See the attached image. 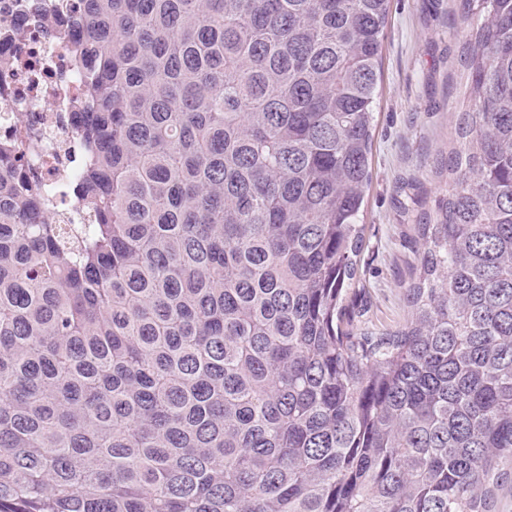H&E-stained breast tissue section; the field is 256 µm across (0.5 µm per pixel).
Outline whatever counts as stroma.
<instances>
[{"instance_id": "35a3bbf8", "label": "stroma", "mask_w": 512, "mask_h": 512, "mask_svg": "<svg viewBox=\"0 0 512 512\" xmlns=\"http://www.w3.org/2000/svg\"><path fill=\"white\" fill-rule=\"evenodd\" d=\"M459 4L390 0L364 245L348 300L357 328L380 331L412 315L406 289L416 274L417 226L447 188L440 162L467 107Z\"/></svg>"}]
</instances>
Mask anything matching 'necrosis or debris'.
Here are the masks:
<instances>
[{"label": "necrosis or debris", "instance_id": "obj_1", "mask_svg": "<svg viewBox=\"0 0 512 512\" xmlns=\"http://www.w3.org/2000/svg\"><path fill=\"white\" fill-rule=\"evenodd\" d=\"M0 20L19 36L0 42V56L17 62L0 77V135L19 138L21 167L54 184L78 165L73 153L77 130L66 116L82 84L64 44L45 41L26 0H0Z\"/></svg>", "mask_w": 512, "mask_h": 512}]
</instances>
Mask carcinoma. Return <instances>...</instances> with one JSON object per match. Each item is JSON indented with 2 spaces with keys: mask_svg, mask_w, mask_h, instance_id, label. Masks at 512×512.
I'll use <instances>...</instances> for the list:
<instances>
[{
  "mask_svg": "<svg viewBox=\"0 0 512 512\" xmlns=\"http://www.w3.org/2000/svg\"><path fill=\"white\" fill-rule=\"evenodd\" d=\"M412 317L347 327L389 0H75L59 219L0 141V512H499L512 488V0Z\"/></svg>",
  "mask_w": 512,
  "mask_h": 512,
  "instance_id": "cac0c4a2",
  "label": "carcinoma"
}]
</instances>
